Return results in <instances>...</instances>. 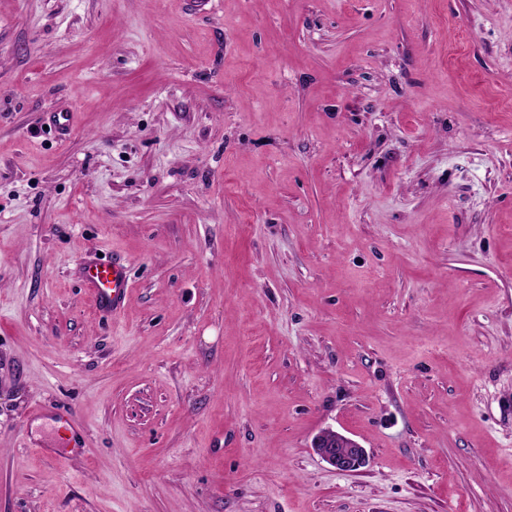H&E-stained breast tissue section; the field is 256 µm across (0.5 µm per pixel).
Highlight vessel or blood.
<instances>
[{"label": "vessel or blood", "mask_w": 512, "mask_h": 512, "mask_svg": "<svg viewBox=\"0 0 512 512\" xmlns=\"http://www.w3.org/2000/svg\"><path fill=\"white\" fill-rule=\"evenodd\" d=\"M82 277L99 314L113 315L121 310L131 287L124 260L105 262L93 255L86 256L82 261Z\"/></svg>", "instance_id": "vessel-or-blood-1"}]
</instances>
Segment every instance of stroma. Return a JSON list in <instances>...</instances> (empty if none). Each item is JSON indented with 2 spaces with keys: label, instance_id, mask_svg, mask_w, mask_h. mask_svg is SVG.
Here are the masks:
<instances>
[{
  "label": "stroma",
  "instance_id": "1",
  "mask_svg": "<svg viewBox=\"0 0 512 512\" xmlns=\"http://www.w3.org/2000/svg\"><path fill=\"white\" fill-rule=\"evenodd\" d=\"M0 512H512V0H0ZM82 277L100 315H114L123 307L131 281L127 263L120 258L104 262L96 255L82 261ZM311 448L338 471L353 472L366 462L365 449L355 439L336 430L319 432L313 438Z\"/></svg>",
  "mask_w": 512,
  "mask_h": 512
}]
</instances>
